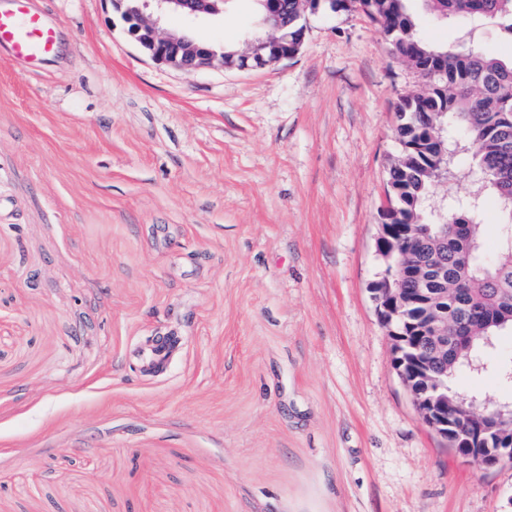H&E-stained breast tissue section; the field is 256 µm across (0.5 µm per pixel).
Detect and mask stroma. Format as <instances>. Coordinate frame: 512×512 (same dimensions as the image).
Masks as SVG:
<instances>
[{"instance_id": "obj_1", "label": "stroma", "mask_w": 512, "mask_h": 512, "mask_svg": "<svg viewBox=\"0 0 512 512\" xmlns=\"http://www.w3.org/2000/svg\"><path fill=\"white\" fill-rule=\"evenodd\" d=\"M35 4L56 59L0 57V512H512V465L422 421L371 291L417 85L380 28L325 7L293 59L186 73L112 0ZM410 9L430 42L512 58L493 23ZM159 26L268 33L255 0ZM178 343L179 339L175 336H164L157 341L153 340L140 352L142 367L152 373L164 371Z\"/></svg>"}]
</instances>
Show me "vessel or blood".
<instances>
[{
	"label": "vessel or blood",
	"mask_w": 512,
	"mask_h": 512,
	"mask_svg": "<svg viewBox=\"0 0 512 512\" xmlns=\"http://www.w3.org/2000/svg\"><path fill=\"white\" fill-rule=\"evenodd\" d=\"M59 26L36 8L33 0H0V56L25 71L42 69L54 60L59 43ZM178 344L177 337L164 336L140 352L145 370L164 371Z\"/></svg>",
	"instance_id": "b4317fda"
}]
</instances>
